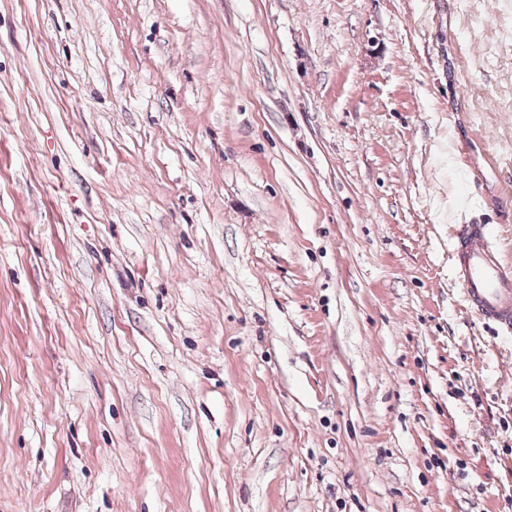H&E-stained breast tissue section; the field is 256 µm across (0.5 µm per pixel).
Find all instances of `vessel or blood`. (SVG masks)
<instances>
[{
    "label": "vessel or blood",
    "instance_id": "vessel-or-blood-1",
    "mask_svg": "<svg viewBox=\"0 0 512 512\" xmlns=\"http://www.w3.org/2000/svg\"><path fill=\"white\" fill-rule=\"evenodd\" d=\"M452 241L455 279L467 307L484 323L511 330L512 267L502 262L487 225H455Z\"/></svg>",
    "mask_w": 512,
    "mask_h": 512
}]
</instances>
